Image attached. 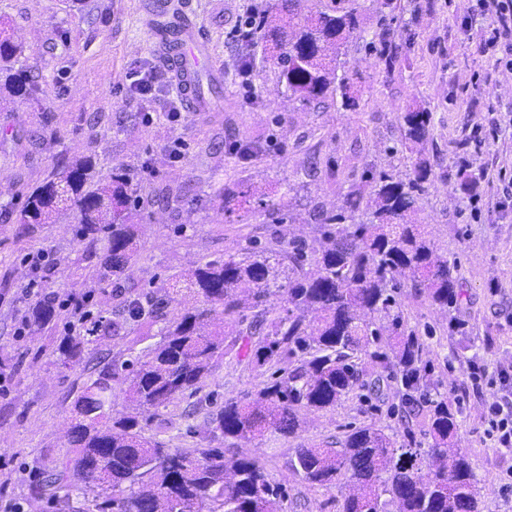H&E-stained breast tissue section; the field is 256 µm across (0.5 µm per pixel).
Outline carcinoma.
<instances>
[{
  "mask_svg": "<svg viewBox=\"0 0 512 512\" xmlns=\"http://www.w3.org/2000/svg\"><path fill=\"white\" fill-rule=\"evenodd\" d=\"M258 27L267 29L270 59L291 96L307 105L338 95L345 107L357 106L351 86L336 81L341 47L366 39L355 0L304 17L295 0H280L277 9L258 15ZM24 52L0 26V104L42 93L15 69ZM430 124L429 112H405L402 137L421 145ZM431 175L430 161L421 158L403 178L369 173L368 188L350 190L340 210L320 215L319 247L294 237L274 252L250 241L188 270L160 297L127 298L121 280L138 256L134 220L144 207L130 173L117 167L108 180H98L89 156L58 168L28 193L20 223L49 224L68 214L88 257H98L96 279L111 286L123 308L90 335L108 340L129 320L164 325L161 340L124 366L127 375L105 367L77 395L69 435L75 455L56 466L45 486L65 500L81 494L83 512H285V489L259 456L210 442L297 438L300 413L332 410L356 391L380 402L381 382L389 380L404 389V404L425 408L428 447L368 424L324 445L298 444L289 469L312 488L338 489V512H481L478 480L458 437L460 411L451 400L420 390L423 347L406 333L397 300L405 277L411 294L448 313L450 332L466 335L453 316L458 265L438 253L426 225L412 221ZM358 213L368 220L352 223ZM175 295L184 306L168 320L165 309ZM273 297L284 303L283 312L272 308ZM58 309L53 302L35 303L24 329H48ZM250 316L266 323L251 359L257 367H274L263 386L214 406L194 430L208 442L202 448L185 452L146 435L153 420L159 428L167 424L161 410L202 389L219 360L241 355L247 345L242 324ZM83 349L81 338L68 334L55 353L68 367ZM116 385L126 386L133 411H114ZM70 472L84 484H71Z\"/></svg>",
  "mask_w": 512,
  "mask_h": 512,
  "instance_id": "obj_1",
  "label": "carcinoma"
}]
</instances>
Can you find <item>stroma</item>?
<instances>
[{"label":"stroma","mask_w":512,"mask_h":512,"mask_svg":"<svg viewBox=\"0 0 512 512\" xmlns=\"http://www.w3.org/2000/svg\"><path fill=\"white\" fill-rule=\"evenodd\" d=\"M86 2L75 12L66 0H0V22L27 48L18 66L43 89L40 103L17 102L0 112V356L7 360L0 512H56L29 484L73 456L67 429L74 399L100 369L135 359L159 339L155 332L142 339L130 321L112 339H88L81 362L65 368L52 354V332L17 335L16 300L30 278L27 253L47 252L44 286L60 298L100 288L68 219L20 223L28 192L77 155L92 157L102 179L126 167L144 208L139 255L125 285L135 294L161 293L191 263L223 257L247 235L275 249L291 236L315 243V213L339 209L363 170L409 171L417 154L402 139L399 117L418 108L432 114L422 153L433 175L416 216L440 254L459 264V315L469 334L449 335L446 314L406 292L404 315L425 337L441 397L464 398L459 437L484 512H512V452L484 440L482 414L493 395L474 387L467 369L476 362L493 378L512 365V71L496 68L481 49L487 23L477 0H357L362 27L386 40L396 58L385 64L362 42L342 47L337 74L359 95L352 111L332 99L319 105L289 99L277 68L264 61L263 30L245 46L229 40L252 0H184L208 43L218 94L209 111L187 113L177 127L167 120L166 93L149 102L130 87L136 65L160 63L141 0ZM242 57L252 63L245 79L234 67ZM177 137L184 143L179 160L169 151ZM245 144L260 146V154L242 153ZM463 165L478 182L479 201L458 189ZM227 188L264 192L278 209L225 215L219 195ZM263 380L247 359L224 358L202 393L163 410L169 422L163 439L173 448L199 447L194 430L210 409L207 394L224 399L258 389ZM384 399L387 409L376 411L349 396L334 410L307 414L300 439L275 434L240 449L261 456L271 477L285 484L287 512H337L336 490L309 487L289 471L288 460L298 443L335 439L352 423L421 435L423 417L405 416L396 384L385 386Z\"/></svg>","instance_id":"obj_1"}]
</instances>
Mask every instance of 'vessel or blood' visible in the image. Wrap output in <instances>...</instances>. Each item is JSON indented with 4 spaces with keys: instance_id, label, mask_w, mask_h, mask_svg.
I'll return each instance as SVG.
<instances>
[{
    "instance_id": "b4317fda",
    "label": "vessel or blood",
    "mask_w": 512,
    "mask_h": 512,
    "mask_svg": "<svg viewBox=\"0 0 512 512\" xmlns=\"http://www.w3.org/2000/svg\"><path fill=\"white\" fill-rule=\"evenodd\" d=\"M171 0H144L146 24L152 37L156 38L162 60L175 78L189 111H203L204 106L195 94L194 81L199 74L201 62L209 60L206 41L192 24H184L175 42H167L161 31V20Z\"/></svg>"
}]
</instances>
